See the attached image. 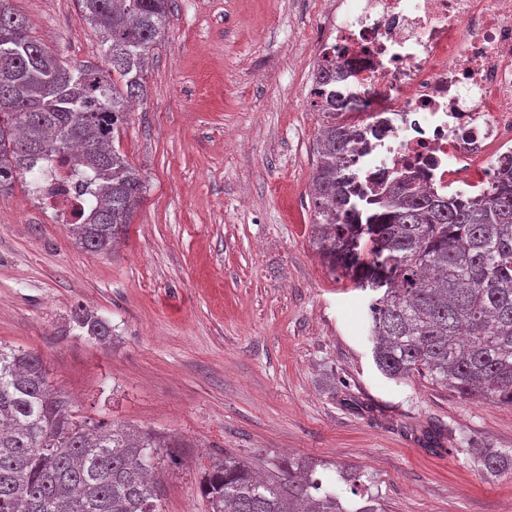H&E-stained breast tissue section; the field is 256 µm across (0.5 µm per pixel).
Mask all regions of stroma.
I'll list each match as a JSON object with an SVG mask.
<instances>
[{
	"mask_svg": "<svg viewBox=\"0 0 512 512\" xmlns=\"http://www.w3.org/2000/svg\"><path fill=\"white\" fill-rule=\"evenodd\" d=\"M328 0H172L147 95L114 145L143 192L119 247L78 245L27 209L34 175L0 192V343L36 352L76 418L178 444L162 512H209L203 481L232 453L345 472L387 512H512V477L474 447L512 449V406L466 400L373 360L375 291L312 239L310 174L325 123L310 75ZM70 63L102 65L77 0H11ZM106 319L102 343L73 327ZM72 323L74 327L85 332L86 336L105 342L110 339V326L94 312L79 309L73 313Z\"/></svg>",
	"mask_w": 512,
	"mask_h": 512,
	"instance_id": "obj_1",
	"label": "stroma"
}]
</instances>
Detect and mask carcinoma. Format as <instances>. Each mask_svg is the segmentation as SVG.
Returning <instances> with one entry per match:
<instances>
[{
    "label": "carcinoma",
    "instance_id": "carcinoma-1",
    "mask_svg": "<svg viewBox=\"0 0 512 512\" xmlns=\"http://www.w3.org/2000/svg\"><path fill=\"white\" fill-rule=\"evenodd\" d=\"M0 0V190L52 153L73 173L94 176L98 205L75 225L79 244L109 252L120 243L142 178L114 141L129 103L146 95L145 67L164 36L169 0H79L104 47V65L66 64L30 36ZM322 64L312 94L342 81ZM361 108L336 92V111L316 140L314 243L328 266L358 287L379 282L370 304L373 357L393 379L414 374L458 395L512 406V154L498 161L478 198L423 190L396 172L371 194L353 168L364 130L341 118ZM73 326L107 341L110 326L80 309ZM175 444L150 430L78 420L40 358L0 345V512H161L150 478L160 450ZM481 470L512 475V451L471 449ZM316 466L290 458L264 475L232 455L204 482L210 512H386L372 498L351 510L360 476L323 489Z\"/></svg>",
    "mask_w": 512,
    "mask_h": 512
}]
</instances>
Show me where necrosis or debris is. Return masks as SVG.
Masks as SVG:
<instances>
[{"instance_id":"4bbe7bcc","label":"necrosis or debris","mask_w":512,"mask_h":512,"mask_svg":"<svg viewBox=\"0 0 512 512\" xmlns=\"http://www.w3.org/2000/svg\"><path fill=\"white\" fill-rule=\"evenodd\" d=\"M323 56L351 70L367 112L387 129L368 140L364 172L416 175L444 191L450 173L489 182L512 152V0H332ZM31 200L55 224H82L92 186L67 155L41 160Z\"/></svg>"}]
</instances>
